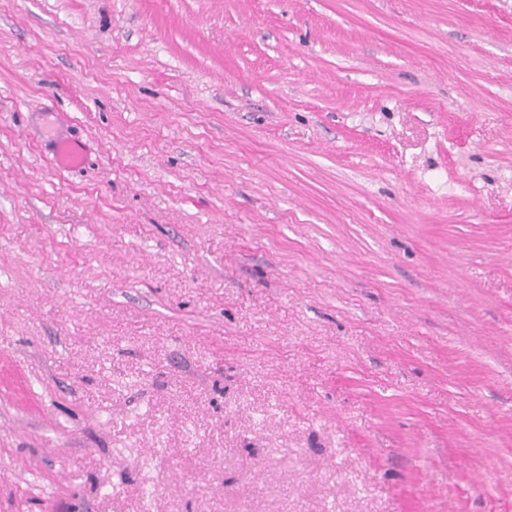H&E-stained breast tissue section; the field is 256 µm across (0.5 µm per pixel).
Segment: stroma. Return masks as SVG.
I'll return each mask as SVG.
<instances>
[{
    "label": "stroma",
    "mask_w": 512,
    "mask_h": 512,
    "mask_svg": "<svg viewBox=\"0 0 512 512\" xmlns=\"http://www.w3.org/2000/svg\"><path fill=\"white\" fill-rule=\"evenodd\" d=\"M0 512H512V0H0ZM85 152L73 140H60L55 144L52 152V161L60 170H70L83 164Z\"/></svg>",
    "instance_id": "1"
}]
</instances>
